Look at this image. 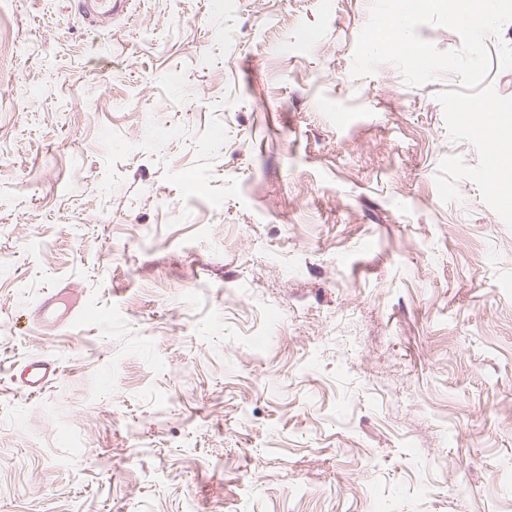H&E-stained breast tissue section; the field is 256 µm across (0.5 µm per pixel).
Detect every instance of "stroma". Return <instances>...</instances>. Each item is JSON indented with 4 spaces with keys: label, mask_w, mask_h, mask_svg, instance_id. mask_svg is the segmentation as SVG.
Returning a JSON list of instances; mask_svg holds the SVG:
<instances>
[{
    "label": "stroma",
    "mask_w": 512,
    "mask_h": 512,
    "mask_svg": "<svg viewBox=\"0 0 512 512\" xmlns=\"http://www.w3.org/2000/svg\"><path fill=\"white\" fill-rule=\"evenodd\" d=\"M371 5L0 0V512H512V228ZM129 0H78V11L84 18L97 26L102 20L123 13ZM21 367L25 380L21 389L27 395L41 393L58 373L55 360L43 355L29 357Z\"/></svg>",
    "instance_id": "stroma-1"
}]
</instances>
